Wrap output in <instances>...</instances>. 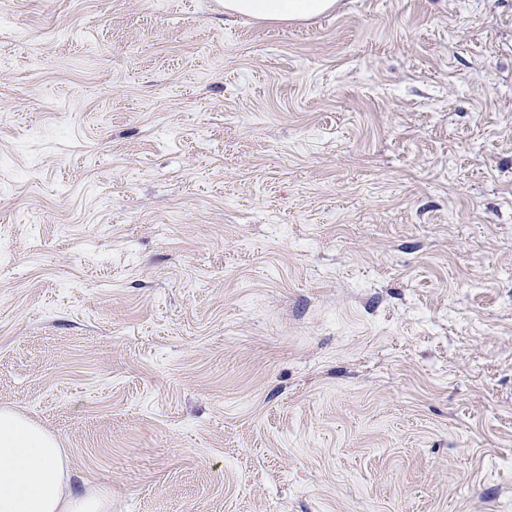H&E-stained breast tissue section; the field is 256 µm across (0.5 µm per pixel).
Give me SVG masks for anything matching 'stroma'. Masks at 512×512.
Listing matches in <instances>:
<instances>
[{
    "instance_id": "obj_1",
    "label": "stroma",
    "mask_w": 512,
    "mask_h": 512,
    "mask_svg": "<svg viewBox=\"0 0 512 512\" xmlns=\"http://www.w3.org/2000/svg\"><path fill=\"white\" fill-rule=\"evenodd\" d=\"M0 407L112 512H512V0H0ZM339 0H224V17L299 22L336 11Z\"/></svg>"
}]
</instances>
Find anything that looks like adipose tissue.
Instances as JSON below:
<instances>
[{
	"label": "adipose tissue",
	"instance_id": "adipose-tissue-1",
	"mask_svg": "<svg viewBox=\"0 0 512 512\" xmlns=\"http://www.w3.org/2000/svg\"><path fill=\"white\" fill-rule=\"evenodd\" d=\"M339 0H224L225 17L270 23L334 12ZM108 489L74 492L56 438L10 407H0V512H110Z\"/></svg>",
	"mask_w": 512,
	"mask_h": 512
}]
</instances>
